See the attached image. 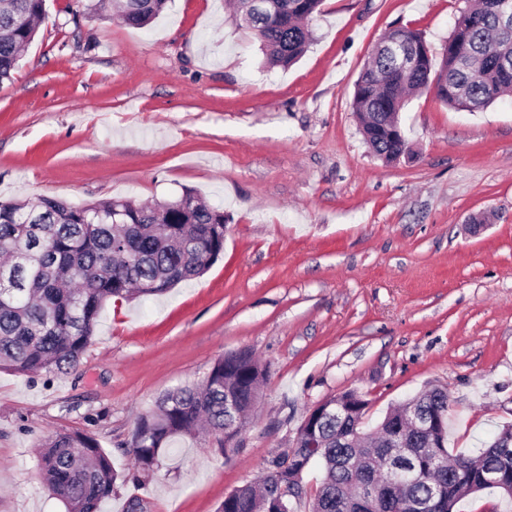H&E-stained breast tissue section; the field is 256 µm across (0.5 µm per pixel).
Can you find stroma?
I'll return each instance as SVG.
<instances>
[{
    "label": "stroma",
    "mask_w": 512,
    "mask_h": 512,
    "mask_svg": "<svg viewBox=\"0 0 512 512\" xmlns=\"http://www.w3.org/2000/svg\"><path fill=\"white\" fill-rule=\"evenodd\" d=\"M45 7L0 82V200L191 190L223 208L224 252L163 296L108 303L70 374L0 370V512H65L38 448L58 433L95 437L124 471L103 512H217L349 390L373 426L446 388L452 454L512 425V95L475 112L414 97L392 164L352 109L378 39L406 26L440 53L458 0H322L285 70L264 67L224 0H169L144 29L90 0ZM241 349L266 382L239 447L180 439L137 471L124 449L138 415Z\"/></svg>",
    "instance_id": "obj_1"
}]
</instances>
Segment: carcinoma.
Masks as SVG:
<instances>
[{"label":"carcinoma","mask_w":512,"mask_h":512,"mask_svg":"<svg viewBox=\"0 0 512 512\" xmlns=\"http://www.w3.org/2000/svg\"><path fill=\"white\" fill-rule=\"evenodd\" d=\"M168 0H97L93 10H112L122 23L144 28ZM322 0H276L268 14L251 11L248 0H226L232 16L251 30L267 68L286 67L305 52L310 21ZM512 0H464L439 59H424L418 73H403L377 42L352 97L364 140L373 154L396 162L408 151L404 131L385 134L368 113L398 122L406 95L434 86L449 106L481 110L512 89V29L501 26V7ZM45 15V0H0V81L10 79L22 51L34 40ZM468 32V56L454 50L457 32ZM122 223H112V214ZM224 251V210L187 190L156 204L132 199L72 205L49 196L0 200V370L22 374H67L90 345L106 301L162 294L203 273ZM266 378L263 365L247 350L217 359L198 384L167 392L153 410L141 415L126 449L145 472L159 466L164 450L180 437L206 431L221 451L246 429ZM439 418V433L412 429L405 410ZM444 388L416 393L386 413L375 431L356 433L369 445L356 444L334 416L316 429L318 448L300 433L295 455L303 469L316 463L322 476L311 512H348V503L370 476L379 485L375 512H423L429 485H444L445 512L463 498L492 489L485 472L512 470V427H506L475 456H448V411ZM402 449L399 459L419 471L394 493L380 470L382 454ZM45 480L66 512H101L112 495L117 474L98 441L80 432L59 433L42 445ZM279 487L285 493L266 501ZM307 496L303 480L288 469V453L274 459L258 480L224 497L218 512H294Z\"/></svg>","instance_id":"cac0c4a2"}]
</instances>
